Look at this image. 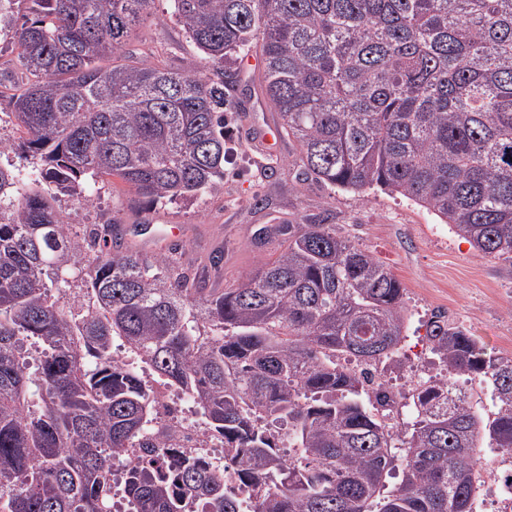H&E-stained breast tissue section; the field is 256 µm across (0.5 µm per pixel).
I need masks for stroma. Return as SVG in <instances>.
Returning <instances> with one entry per match:
<instances>
[{"mask_svg": "<svg viewBox=\"0 0 512 512\" xmlns=\"http://www.w3.org/2000/svg\"><path fill=\"white\" fill-rule=\"evenodd\" d=\"M26 0H16L12 13L0 19V140L19 133L10 98L12 76L20 66L13 44L17 27L28 17ZM131 47L151 50L172 69H202L201 53L171 15L169 0H157L136 26ZM228 68L237 81L231 92L234 108L226 111L234 154L224 166V179L195 203H145L134 193H115L109 183L91 181L95 207L62 195L57 204L70 224L83 228L116 219L125 227L156 228L180 224L189 232L181 240L182 260L190 273L211 288H230L269 252L255 237L268 224H293L301 216L324 214L339 236L360 245L385 263L404 284L405 330L400 357L413 356L426 345L425 323L442 311L463 325L492 355L512 356V260L483 255L438 218L404 198L371 190L362 195L304 178L293 144L279 140L273 153L262 152L255 133L278 126L266 106L260 66L246 56L233 57ZM224 251L223 268L207 264L216 249Z\"/></svg>", "mask_w": 512, "mask_h": 512, "instance_id": "1", "label": "stroma"}]
</instances>
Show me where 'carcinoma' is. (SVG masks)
I'll list each match as a JSON object with an SVG mask.
<instances>
[{"instance_id":"obj_1","label":"carcinoma","mask_w":512,"mask_h":512,"mask_svg":"<svg viewBox=\"0 0 512 512\" xmlns=\"http://www.w3.org/2000/svg\"><path fill=\"white\" fill-rule=\"evenodd\" d=\"M27 2L20 136L0 155L32 157L48 188L0 167V512H113L115 496L126 512H475L482 432L512 452V357L433 314L431 351L489 381L496 412L429 380L394 438L375 413L387 395L339 359L398 361L406 288L326 216L268 226L269 256L207 288L121 248L115 220L87 254L56 202L93 205L86 183L102 177L152 204L213 189L229 160L224 61L257 46L308 174L399 195L512 259V0H170L206 60L193 74L127 52L155 0ZM73 288L83 301L65 309ZM153 381L191 399L224 459L146 439Z\"/></svg>"}]
</instances>
